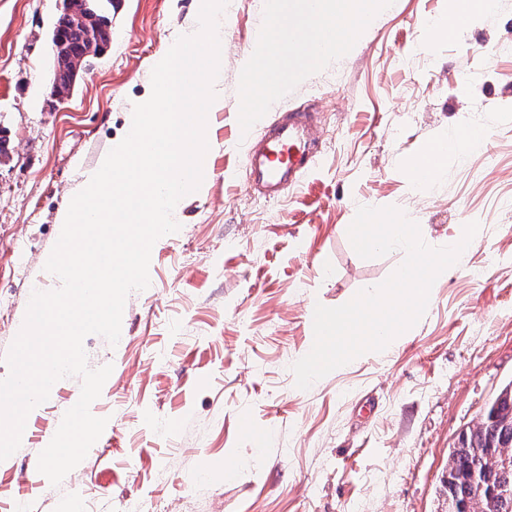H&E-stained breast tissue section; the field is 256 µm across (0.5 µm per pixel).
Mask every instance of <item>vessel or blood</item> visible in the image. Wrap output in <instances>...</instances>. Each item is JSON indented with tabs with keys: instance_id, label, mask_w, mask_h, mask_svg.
<instances>
[{
	"instance_id": "vessel-or-blood-1",
	"label": "vessel or blood",
	"mask_w": 512,
	"mask_h": 512,
	"mask_svg": "<svg viewBox=\"0 0 512 512\" xmlns=\"http://www.w3.org/2000/svg\"><path fill=\"white\" fill-rule=\"evenodd\" d=\"M313 119L305 112L270 121L245 137L243 163L255 190L274 199L296 185L316 151Z\"/></svg>"
}]
</instances>
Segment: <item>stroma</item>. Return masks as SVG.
Returning <instances> with one entry per match:
<instances>
[{
    "mask_svg": "<svg viewBox=\"0 0 512 512\" xmlns=\"http://www.w3.org/2000/svg\"><path fill=\"white\" fill-rule=\"evenodd\" d=\"M195 5L112 0L111 42L60 101L51 31L63 0H0V132L12 147L0 160V374L33 289L56 286L42 258L59 208L125 135L152 58ZM449 6L393 0L350 53L288 93L279 109L312 114L318 154L297 188L268 200L237 138L264 0H229L204 188L179 232L154 244L150 285L128 295L117 345L84 340L90 368L113 367L91 405L108 423L52 486L37 469L42 437L81 392L80 378L63 379L30 418L24 452L0 465V500L25 486L28 512L73 499L81 512H448V450L512 380V0L454 39L425 26ZM460 126L484 130V146L419 187L408 163ZM361 206L401 209L436 247L471 222L479 235L399 343L298 389L291 366L311 309L345 304L404 260L357 255L346 227Z\"/></svg>",
    "mask_w": 512,
    "mask_h": 512,
    "instance_id": "1",
    "label": "stroma"
}]
</instances>
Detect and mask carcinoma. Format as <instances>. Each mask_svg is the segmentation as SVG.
Returning a JSON list of instances; mask_svg holds the SVG:
<instances>
[{
	"instance_id": "1",
	"label": "carcinoma",
	"mask_w": 512,
	"mask_h": 512,
	"mask_svg": "<svg viewBox=\"0 0 512 512\" xmlns=\"http://www.w3.org/2000/svg\"><path fill=\"white\" fill-rule=\"evenodd\" d=\"M53 32L64 54L57 58L54 94L70 93L85 50H103L112 38V0H66ZM509 463H504V460ZM496 492V499L476 498L473 477ZM443 487L449 501L469 512H512V381L487 403L480 421L459 434L448 456Z\"/></svg>"
}]
</instances>
